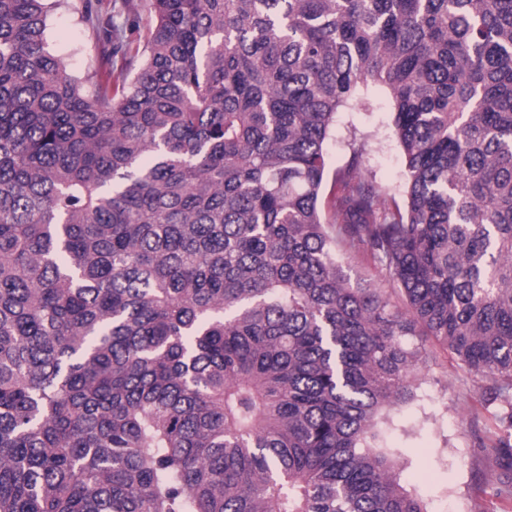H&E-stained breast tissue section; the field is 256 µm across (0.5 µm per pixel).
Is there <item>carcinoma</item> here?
Instances as JSON below:
<instances>
[{"mask_svg":"<svg viewBox=\"0 0 512 512\" xmlns=\"http://www.w3.org/2000/svg\"><path fill=\"white\" fill-rule=\"evenodd\" d=\"M62 5L110 46L81 78ZM123 9L0 0V512H428L377 428L427 341L482 380L512 512V0ZM369 81L401 202L356 139L324 193ZM47 40L50 50L61 56L67 70L82 77L88 67L104 60L107 47L88 41L84 25L71 11L59 9L48 19ZM393 103L386 89L375 82L361 86L354 100L340 108L326 143L328 154L324 191L333 183L336 169L348 159L351 133L364 135L368 142L365 165L376 180L399 200L405 186L402 150L393 132ZM345 272L350 277L352 283L370 281L380 288H388V277L380 272L367 257L340 258Z\"/></svg>","mask_w":512,"mask_h":512,"instance_id":"obj_1","label":"carcinoma"}]
</instances>
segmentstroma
Returning <instances> with one entry per match:
<instances>
[{"instance_id":"stroma-1","label":"stroma","mask_w":512,"mask_h":512,"mask_svg":"<svg viewBox=\"0 0 512 512\" xmlns=\"http://www.w3.org/2000/svg\"><path fill=\"white\" fill-rule=\"evenodd\" d=\"M50 50L61 56L68 71L83 76L102 62L104 45L89 42L78 16L59 9L48 19ZM393 103L375 82L361 86L354 100L336 114L330 138L326 181L348 159L351 134L366 137L365 165L394 196H402L405 167L393 132ZM427 361L412 385L408 400L387 410L380 422L387 446L400 453L403 485L414 489L428 512H476L480 484L493 474L489 446L478 440L493 428L491 414L480 400V381L439 345L426 346Z\"/></svg>"}]
</instances>
